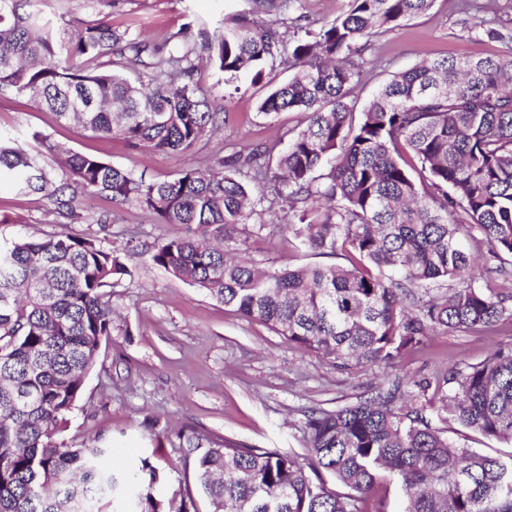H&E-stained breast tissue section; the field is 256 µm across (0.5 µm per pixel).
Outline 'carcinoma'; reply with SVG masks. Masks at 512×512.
<instances>
[{"mask_svg":"<svg viewBox=\"0 0 512 512\" xmlns=\"http://www.w3.org/2000/svg\"><path fill=\"white\" fill-rule=\"evenodd\" d=\"M37 2L0 0L1 96L27 97L133 150L180 153L223 128L202 66L236 91L281 66L288 79L270 87L259 114L300 112L302 128L274 162L257 144L164 180L46 134H34L35 149L0 136V182L43 195L61 215H75L86 191L185 227L153 242L154 265L339 370L393 364L431 335L512 326V36L488 30L509 40L495 57L401 70L360 107L371 39L435 0H353L303 37L284 18L257 20L288 0H249L211 33L195 37L185 23L161 42L104 18L60 27ZM276 206L302 244L347 264L241 259L249 238L274 233L264 215ZM470 242L497 265L479 264ZM490 271L511 287L477 286ZM125 275L101 240L64 229L0 244V512H197L189 494L155 493L160 474L148 459L118 473L102 464L106 443L65 438L111 335L112 281ZM450 416L512 441V347L311 410L306 463L192 430L176 437L208 445L195 466L213 512H366L384 484L399 488L404 512H512V454L450 441L441 428Z\"/></svg>","mask_w":512,"mask_h":512,"instance_id":"obj_1","label":"carcinoma"}]
</instances>
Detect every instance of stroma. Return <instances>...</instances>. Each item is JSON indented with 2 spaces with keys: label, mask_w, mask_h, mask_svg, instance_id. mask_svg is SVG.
Listing matches in <instances>:
<instances>
[{
  "label": "stroma",
  "mask_w": 512,
  "mask_h": 512,
  "mask_svg": "<svg viewBox=\"0 0 512 512\" xmlns=\"http://www.w3.org/2000/svg\"><path fill=\"white\" fill-rule=\"evenodd\" d=\"M351 5V0H293L288 23L295 29L316 30ZM248 7V0H114L109 17L113 24L158 41L184 23L209 28L225 14ZM476 16L487 20V27L473 26ZM490 27L512 35V0H435L428 15L373 38L371 64L357 90L360 102H367L394 73L422 59L498 54L503 44L488 37ZM200 79L224 99V132L188 152L133 151L121 138L93 136L12 95L0 96V135L28 143L33 133H47L77 152L161 180L203 162L227 144L263 143L280 151L288 142V131L299 126L297 112L281 113L272 121L259 114L258 103L266 92L263 84L245 80L233 90L218 84L208 69L202 70ZM76 211L78 216L72 219L58 214L40 195H21L10 185L0 186V240L78 231L106 240L130 271L112 290V334L102 344L101 360L86 381L67 435L78 443L106 440V462L114 469L150 458L164 477L162 492H195L198 512L212 508L196 493L197 449L180 447L175 438L155 440L143 426L145 418L160 419L175 429L189 426L204 438L225 437L303 457V422L310 408H336L398 376L444 372L462 362L476 364L491 345L512 344V331L507 330L495 335H435L398 363L340 371L328 359L299 352L263 324L155 267L148 254L124 250L127 240L149 244L178 234V227L155 223L145 211L85 193L79 194ZM101 214L112 215V223H97ZM247 252L277 266L344 261L343 256L308 248L284 226L273 236L250 238Z\"/></svg>",
  "instance_id": "obj_1"
}]
</instances>
